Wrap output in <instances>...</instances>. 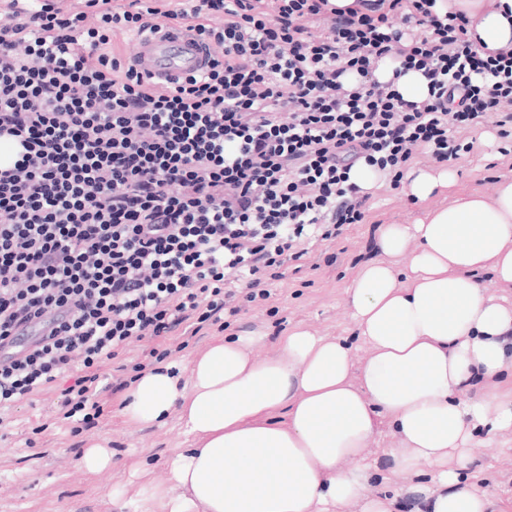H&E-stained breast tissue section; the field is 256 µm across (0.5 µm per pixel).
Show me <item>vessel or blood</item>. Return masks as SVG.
<instances>
[{"mask_svg":"<svg viewBox=\"0 0 512 512\" xmlns=\"http://www.w3.org/2000/svg\"><path fill=\"white\" fill-rule=\"evenodd\" d=\"M137 57L145 76L172 85L184 77L207 73L211 64L202 42L185 29H162L140 36Z\"/></svg>","mask_w":512,"mask_h":512,"instance_id":"obj_1","label":"vessel or blood"}]
</instances>
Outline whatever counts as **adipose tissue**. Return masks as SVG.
I'll list each match as a JSON object with an SVG mask.
<instances>
[{
    "mask_svg": "<svg viewBox=\"0 0 512 512\" xmlns=\"http://www.w3.org/2000/svg\"><path fill=\"white\" fill-rule=\"evenodd\" d=\"M511 1L436 0L434 10L464 14L469 40L489 55L512 46ZM453 183L445 170L405 174L423 217L387 225L381 259L347 289L369 348L362 363L344 340L296 328L275 356L255 355L257 337L221 336L193 359L189 384L166 367L132 384L129 421L151 426L175 411L194 440L172 457L167 482L141 492L142 512H334L354 500L391 512L365 479L382 417L402 447L392 473L436 470L438 489L414 512H493L458 468L478 431H512V301L470 277L488 269L512 285V178L489 195L443 197Z\"/></svg>",
    "mask_w": 512,
    "mask_h": 512,
    "instance_id": "obj_1",
    "label": "adipose tissue"
}]
</instances>
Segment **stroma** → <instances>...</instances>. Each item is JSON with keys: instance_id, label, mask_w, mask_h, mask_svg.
<instances>
[{"instance_id": "35a3bbf8", "label": "stroma", "mask_w": 512, "mask_h": 512, "mask_svg": "<svg viewBox=\"0 0 512 512\" xmlns=\"http://www.w3.org/2000/svg\"><path fill=\"white\" fill-rule=\"evenodd\" d=\"M457 160L439 165L429 153L417 152L410 167H445L455 177L454 191L491 193L499 178L512 176V131L484 124L460 129ZM421 205L408 199L401 186L379 180L371 190L361 223L346 226L329 244H314L298 267L284 275L269 271L272 296L246 302V288H239L230 327L206 326L188 345L165 343L167 361L182 378H189L193 358L216 337H261L260 355H273L277 339L300 327L318 336L339 337L351 344L356 360H363L367 346L358 335L346 290L356 273L380 259V235L389 224H413L422 218ZM103 414L95 428L74 432L56 406L55 391L35 396L12 412L0 416V512H134L133 499L141 486L166 482L169 463L177 449L192 445L177 414L163 424L143 426L129 422L122 413L123 396L101 393ZM96 441L112 453L111 465L92 472L80 464L89 442ZM471 460L460 472L470 490L496 502L498 512H512V432H479ZM396 440L387 422H380L370 443L373 466L368 484L373 495L388 499L393 512H409L412 497L407 483L392 475L387 452ZM138 472H130L134 461Z\"/></svg>"}]
</instances>
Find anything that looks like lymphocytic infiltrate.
<instances>
[{"mask_svg": "<svg viewBox=\"0 0 512 512\" xmlns=\"http://www.w3.org/2000/svg\"><path fill=\"white\" fill-rule=\"evenodd\" d=\"M6 0L0 9V411L58 388L77 430L95 427L100 364L135 341L194 336L268 299L266 273L360 223L362 164L392 175L456 133L512 127V49L485 57L436 0ZM185 28L211 49L171 87L114 57V32ZM418 70L405 100L376 71ZM396 64L390 60L380 62L377 76L380 81H393L395 89L408 101H421L428 96V81L420 71L410 70L398 78L393 70Z\"/></svg>", "mask_w": 512, "mask_h": 512, "instance_id": "obj_1", "label": "lymphocytic infiltrate"}]
</instances>
